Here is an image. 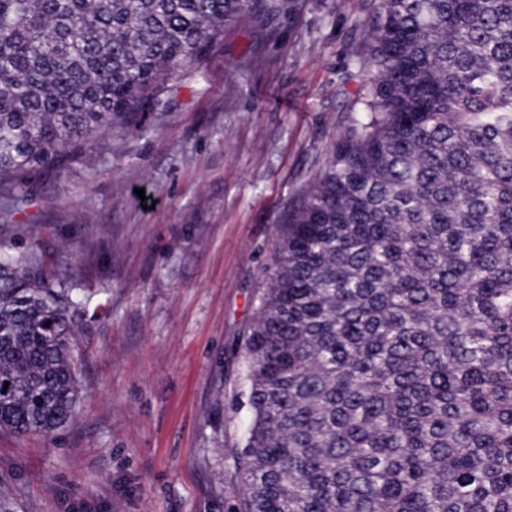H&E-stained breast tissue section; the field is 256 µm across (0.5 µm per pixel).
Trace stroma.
<instances>
[{
    "mask_svg": "<svg viewBox=\"0 0 512 512\" xmlns=\"http://www.w3.org/2000/svg\"><path fill=\"white\" fill-rule=\"evenodd\" d=\"M272 38L228 26L167 106L0 186V251L60 239L88 314L82 404L46 437L0 431V512H235L240 354L282 212L357 107L379 0H300ZM150 209H143V201Z\"/></svg>",
    "mask_w": 512,
    "mask_h": 512,
    "instance_id": "35a3bbf8",
    "label": "stroma"
}]
</instances>
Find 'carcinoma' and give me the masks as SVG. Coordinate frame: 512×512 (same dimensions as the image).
<instances>
[{"label": "carcinoma", "instance_id": "1", "mask_svg": "<svg viewBox=\"0 0 512 512\" xmlns=\"http://www.w3.org/2000/svg\"><path fill=\"white\" fill-rule=\"evenodd\" d=\"M299 0H0V184L163 107ZM358 116L291 201L244 343L238 512H512V0H380ZM74 281L0 252V430L80 408Z\"/></svg>", "mask_w": 512, "mask_h": 512}]
</instances>
